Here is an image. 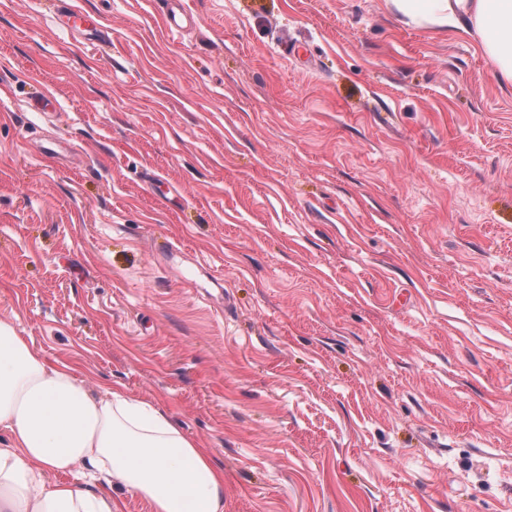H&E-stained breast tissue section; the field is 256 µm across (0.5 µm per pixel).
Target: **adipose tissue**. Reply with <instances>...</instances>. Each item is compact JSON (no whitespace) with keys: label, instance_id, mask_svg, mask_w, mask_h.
Segmentation results:
<instances>
[{"label":"adipose tissue","instance_id":"obj_1","mask_svg":"<svg viewBox=\"0 0 512 512\" xmlns=\"http://www.w3.org/2000/svg\"><path fill=\"white\" fill-rule=\"evenodd\" d=\"M407 22L478 38L512 83V0H386ZM0 512H224V471L168 410L122 389L89 391L73 367L38 355L0 319ZM80 474L81 483L69 482ZM107 488L94 491L97 481Z\"/></svg>","mask_w":512,"mask_h":512}]
</instances>
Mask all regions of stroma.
Masks as SVG:
<instances>
[{"label": "stroma", "instance_id": "obj_1", "mask_svg": "<svg viewBox=\"0 0 512 512\" xmlns=\"http://www.w3.org/2000/svg\"><path fill=\"white\" fill-rule=\"evenodd\" d=\"M179 3L0 0V319L224 512H512V84L385 0ZM67 21L64 23L65 27L70 29L71 32H77L88 36L90 39L94 38L97 41H103L100 31L96 28L93 15L86 11L71 12L66 15Z\"/></svg>", "mask_w": 512, "mask_h": 512}]
</instances>
